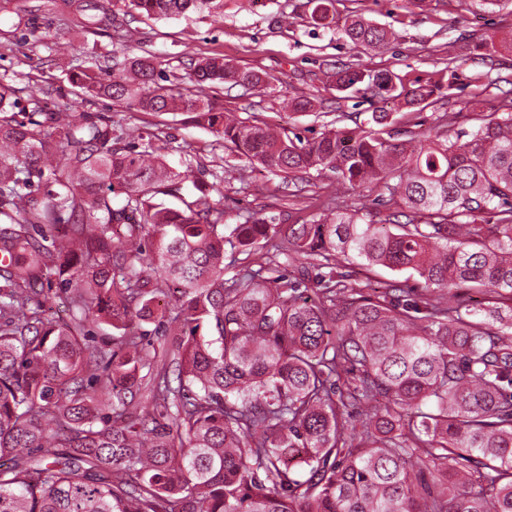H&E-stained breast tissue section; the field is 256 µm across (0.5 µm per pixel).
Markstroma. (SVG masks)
<instances>
[{
  "label": "stroma",
  "mask_w": 512,
  "mask_h": 512,
  "mask_svg": "<svg viewBox=\"0 0 512 512\" xmlns=\"http://www.w3.org/2000/svg\"><path fill=\"white\" fill-rule=\"evenodd\" d=\"M310 11L307 0H224L219 24L192 13L176 19L140 17L130 27L137 32L139 47L155 53L162 67L188 72L202 57L221 54L240 67L267 73L273 80L267 93L238 87L221 90L225 109L297 131L336 119L351 128L371 108L394 111L393 103H360L326 86L323 73L335 65L391 71L411 83L438 78L445 73L449 56H456L462 80L422 111L419 119L426 127L439 113L453 112L457 127L470 129L478 125L480 113L499 111L512 102V52L471 53L472 41L482 36L512 34V5L475 12L467 0H426L422 8L412 0H338L335 23L318 29L308 23ZM352 11L391 26L396 40L376 51L353 49L341 36ZM0 29L13 33L10 42L0 45V74L31 78L49 89L52 99H71L69 76L82 62L77 50L81 39L64 0H0ZM487 72L497 83L486 90L481 103H474L473 90L464 79ZM310 93L318 99L316 112L303 115L289 108L290 99ZM83 109L125 128L145 127L159 134L168 142L169 164L177 167L190 161L203 181L223 173L227 223H236L240 213L250 211L284 228L317 218L323 211L321 200L312 198L311 187L284 182L257 163L242 161L224 170V151L212 149V135L180 117L130 112L97 98L85 102Z\"/></svg>",
  "instance_id": "1"
}]
</instances>
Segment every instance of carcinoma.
Instances as JSON below:
<instances>
[{
	"instance_id": "cac0c4a2",
	"label": "carcinoma",
	"mask_w": 512,
	"mask_h": 512,
	"mask_svg": "<svg viewBox=\"0 0 512 512\" xmlns=\"http://www.w3.org/2000/svg\"><path fill=\"white\" fill-rule=\"evenodd\" d=\"M308 2L314 26L334 22L335 0ZM123 3L224 15V0ZM103 26L132 38L106 9L78 32ZM343 31L365 51L395 38L360 14ZM328 79L420 112L443 87L356 67ZM226 83L264 93L272 78L216 55L189 77L148 51L115 67L93 47L74 99L49 107L0 76V512H512V104L471 130L445 112L422 142L400 112L288 133L203 92ZM88 97L185 112L239 159L331 172L395 211L329 203L289 225L299 265L282 274L279 225L224 222L217 174L183 197L167 141L112 145V122L74 115ZM354 267L417 285L367 294ZM54 297L71 320L50 316ZM91 318L115 331L103 346ZM155 322L174 329L159 349Z\"/></svg>"
}]
</instances>
